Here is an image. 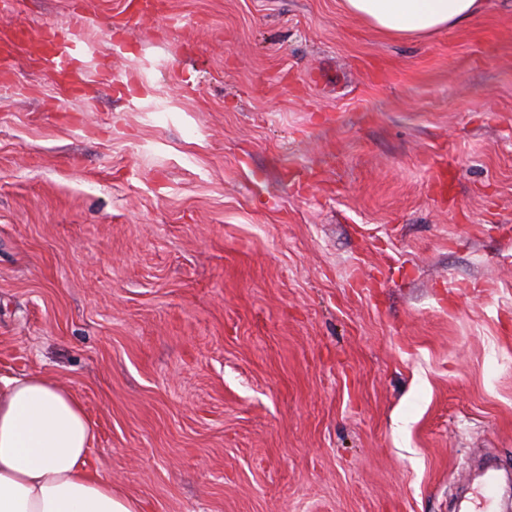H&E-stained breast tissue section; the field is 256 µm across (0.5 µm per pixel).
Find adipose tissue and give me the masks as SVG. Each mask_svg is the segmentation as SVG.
I'll return each instance as SVG.
<instances>
[{
    "label": "adipose tissue",
    "mask_w": 512,
    "mask_h": 512,
    "mask_svg": "<svg viewBox=\"0 0 512 512\" xmlns=\"http://www.w3.org/2000/svg\"><path fill=\"white\" fill-rule=\"evenodd\" d=\"M391 39L429 37L472 19L486 0H342ZM95 439L77 395L31 372L0 376V512H138L111 478L89 470Z\"/></svg>",
    "instance_id": "ef3b65f1"
}]
</instances>
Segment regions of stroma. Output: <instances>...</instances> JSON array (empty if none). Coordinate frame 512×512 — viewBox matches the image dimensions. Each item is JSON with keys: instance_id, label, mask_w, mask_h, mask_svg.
I'll return each mask as SVG.
<instances>
[{"instance_id": "35a3bbf8", "label": "stroma", "mask_w": 512, "mask_h": 512, "mask_svg": "<svg viewBox=\"0 0 512 512\" xmlns=\"http://www.w3.org/2000/svg\"><path fill=\"white\" fill-rule=\"evenodd\" d=\"M128 3L0 9V375L71 388L139 512H459L512 469V0ZM76 19L73 95L31 44ZM487 0H342L344 11L391 39L429 37L472 19Z\"/></svg>"}]
</instances>
